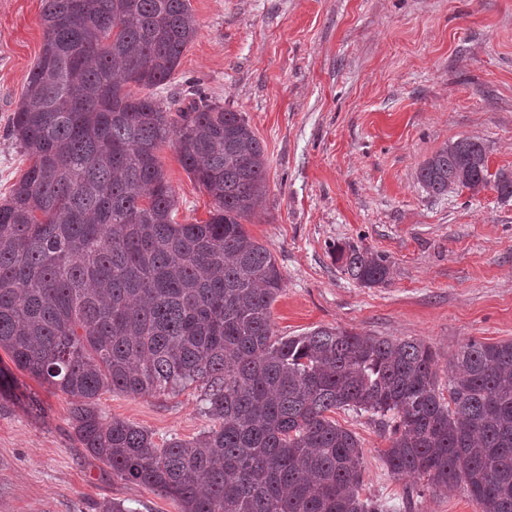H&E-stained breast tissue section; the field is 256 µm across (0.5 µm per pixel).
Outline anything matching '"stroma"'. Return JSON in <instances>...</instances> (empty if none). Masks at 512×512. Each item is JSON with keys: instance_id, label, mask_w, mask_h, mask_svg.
Here are the masks:
<instances>
[{"instance_id": "1", "label": "stroma", "mask_w": 512, "mask_h": 512, "mask_svg": "<svg viewBox=\"0 0 512 512\" xmlns=\"http://www.w3.org/2000/svg\"><path fill=\"white\" fill-rule=\"evenodd\" d=\"M198 36L158 95L188 88L247 118L268 161V192L245 227L283 275L276 336L316 328L413 339L435 353L440 393L469 340H512V198L494 187L434 197L420 166L460 138L481 142L490 173L512 174V0H191ZM41 0H0V199L30 162L9 136L43 44ZM176 220L204 222L211 199L173 147L159 153ZM386 256L389 280L365 288L336 249ZM0 512H180L87 455L66 395L0 351ZM35 394L44 412L26 411ZM201 391L102 393L98 407L153 435L189 440L210 425ZM363 451V496L395 512H478L465 484L435 488L391 474L390 432L366 413L336 411Z\"/></svg>"}]
</instances>
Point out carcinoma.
Wrapping results in <instances>:
<instances>
[{"label": "carcinoma", "instance_id": "obj_1", "mask_svg": "<svg viewBox=\"0 0 512 512\" xmlns=\"http://www.w3.org/2000/svg\"><path fill=\"white\" fill-rule=\"evenodd\" d=\"M44 41L9 135L30 166L0 201V350L71 400L88 455L181 512H388L361 495L363 453L329 413L390 428L391 474L465 482L479 512H512V341L471 340L436 390L432 349L316 328L276 337L284 279L244 221L267 191L264 148L239 112L199 92L172 112L166 84L198 34L190 0H43ZM134 84L148 93L126 90ZM165 145L212 200L175 221ZM481 143L458 139L418 170L428 194L494 183ZM368 288L387 258L336 248ZM198 384L210 429L159 447L98 409L101 393Z\"/></svg>", "mask_w": 512, "mask_h": 512}]
</instances>
